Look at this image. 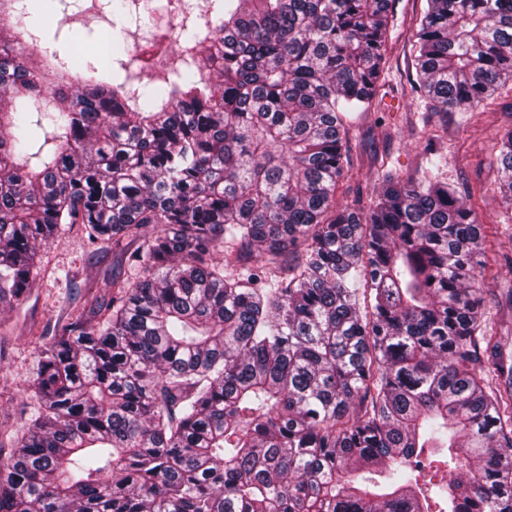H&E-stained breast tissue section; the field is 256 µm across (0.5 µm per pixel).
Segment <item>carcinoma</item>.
Instances as JSON below:
<instances>
[{
	"instance_id": "cac0c4a2",
	"label": "carcinoma",
	"mask_w": 512,
	"mask_h": 512,
	"mask_svg": "<svg viewBox=\"0 0 512 512\" xmlns=\"http://www.w3.org/2000/svg\"><path fill=\"white\" fill-rule=\"evenodd\" d=\"M390 4L210 0L204 33L179 0L180 61L135 88L0 0V304L64 224L134 245L112 299L42 345L0 512H512L476 213L431 171L334 203ZM415 37L411 89L445 128L512 82V0H427ZM15 94L51 102L52 130ZM498 161L512 203V129Z\"/></svg>"
}]
</instances>
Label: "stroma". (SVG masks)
Here are the masks:
<instances>
[{
  "mask_svg": "<svg viewBox=\"0 0 512 512\" xmlns=\"http://www.w3.org/2000/svg\"><path fill=\"white\" fill-rule=\"evenodd\" d=\"M425 8L426 0H392L394 29L379 89L381 107L359 116L350 130V155L359 174L340 182L336 204L367 207L382 171L412 174L445 157V177L469 192L468 204L483 226L485 259L495 276L486 311L512 358V313L497 299L512 289V206L499 193L497 163L500 136L512 125V89L502 88L466 121L449 114L447 132L425 125V104L410 89L415 23ZM41 28L46 38L84 54L97 50L98 36L122 35L128 44L122 60L130 74L144 80L164 77L177 59L165 17H148L134 7L119 15L109 0H56ZM114 257L111 244L90 242L84 225H65L40 247L30 291L19 302L0 305V441L20 437L24 420L39 407L32 382L42 343L61 336L74 312L111 298Z\"/></svg>",
  "mask_w": 512,
  "mask_h": 512,
  "instance_id": "obj_1",
  "label": "stroma"
}]
</instances>
